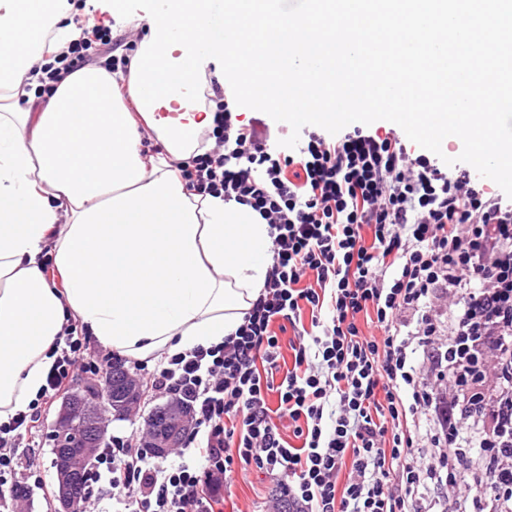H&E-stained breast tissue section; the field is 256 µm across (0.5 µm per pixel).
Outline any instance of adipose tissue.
Segmentation results:
<instances>
[{
    "mask_svg": "<svg viewBox=\"0 0 512 512\" xmlns=\"http://www.w3.org/2000/svg\"><path fill=\"white\" fill-rule=\"evenodd\" d=\"M76 35L59 0H0V425L37 400L70 320L150 364L234 334L270 269L256 212L191 191L167 147L145 155L122 71L39 91Z\"/></svg>",
    "mask_w": 512,
    "mask_h": 512,
    "instance_id": "ef3b65f1",
    "label": "adipose tissue"
}]
</instances>
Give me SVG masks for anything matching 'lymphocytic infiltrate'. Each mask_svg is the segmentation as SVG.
Masks as SVG:
<instances>
[{"mask_svg":"<svg viewBox=\"0 0 512 512\" xmlns=\"http://www.w3.org/2000/svg\"><path fill=\"white\" fill-rule=\"evenodd\" d=\"M111 44V28L83 31L42 72L114 66ZM206 101L215 144L181 175L259 214L271 266L234 334L149 373L148 390L192 411L173 457L132 435L98 449L93 481L115 512H224L239 471L271 479L294 512H512V199L382 126L286 151L265 119ZM285 324L298 340L284 370ZM86 349L68 325L37 403L0 426V504L22 486L18 450L38 447L43 406L74 369L97 373Z\"/></svg>","mask_w":512,"mask_h":512,"instance_id":"obj_1","label":"lymphocytic infiltrate"}]
</instances>
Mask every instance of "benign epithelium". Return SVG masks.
Segmentation results:
<instances>
[{"mask_svg": "<svg viewBox=\"0 0 512 512\" xmlns=\"http://www.w3.org/2000/svg\"><path fill=\"white\" fill-rule=\"evenodd\" d=\"M136 381L117 365L93 386L74 388L62 401L52 424V449L58 480V512H75L76 477L87 470L97 448L109 438V421L121 420L137 406ZM190 415L176 402H169L146 421L145 447L163 456L188 427Z\"/></svg>", "mask_w": 512, "mask_h": 512, "instance_id": "obj_1", "label": "benign epithelium"}]
</instances>
